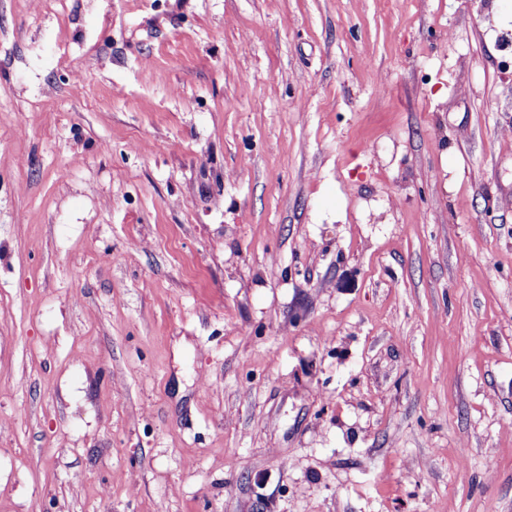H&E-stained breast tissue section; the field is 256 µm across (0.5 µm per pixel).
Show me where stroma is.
<instances>
[{"label":"stroma","mask_w":512,"mask_h":512,"mask_svg":"<svg viewBox=\"0 0 512 512\" xmlns=\"http://www.w3.org/2000/svg\"><path fill=\"white\" fill-rule=\"evenodd\" d=\"M0 512H512V0H0Z\"/></svg>","instance_id":"obj_1"}]
</instances>
